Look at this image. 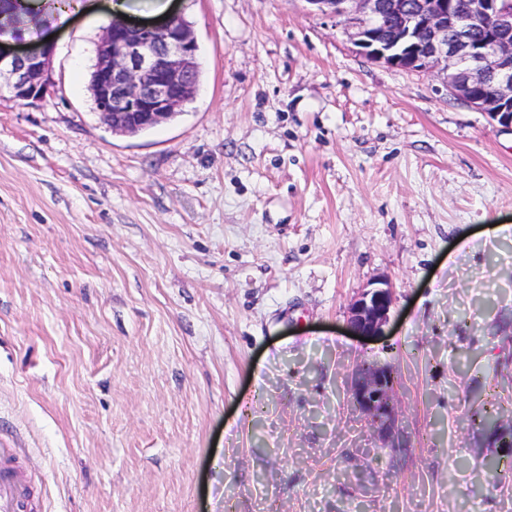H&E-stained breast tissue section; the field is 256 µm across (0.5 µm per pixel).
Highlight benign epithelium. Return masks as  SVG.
<instances>
[{"instance_id": "benign-epithelium-1", "label": "benign epithelium", "mask_w": 512, "mask_h": 512, "mask_svg": "<svg viewBox=\"0 0 512 512\" xmlns=\"http://www.w3.org/2000/svg\"><path fill=\"white\" fill-rule=\"evenodd\" d=\"M315 12L353 30L357 50L389 66L440 69L448 92L512 131V0H306ZM197 42L179 13L159 23L116 17L105 27L90 74L101 120L127 135L173 119L197 90ZM54 48L16 49L0 40V94L36 103L54 93ZM392 288L371 284L347 318L353 335L381 336L390 321ZM356 411L397 450L394 371L374 362L355 370L349 388Z\"/></svg>"}]
</instances>
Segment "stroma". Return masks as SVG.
Masks as SVG:
<instances>
[{
  "label": "stroma",
  "instance_id": "35a3bbf8",
  "mask_svg": "<svg viewBox=\"0 0 512 512\" xmlns=\"http://www.w3.org/2000/svg\"><path fill=\"white\" fill-rule=\"evenodd\" d=\"M109 5L45 26L52 96L0 98V440L32 512H512L470 421L512 405V132L306 0H172L196 93L115 134ZM383 278L385 335L348 336ZM363 361L399 377L400 452L351 404Z\"/></svg>",
  "mask_w": 512,
  "mask_h": 512
}]
</instances>
